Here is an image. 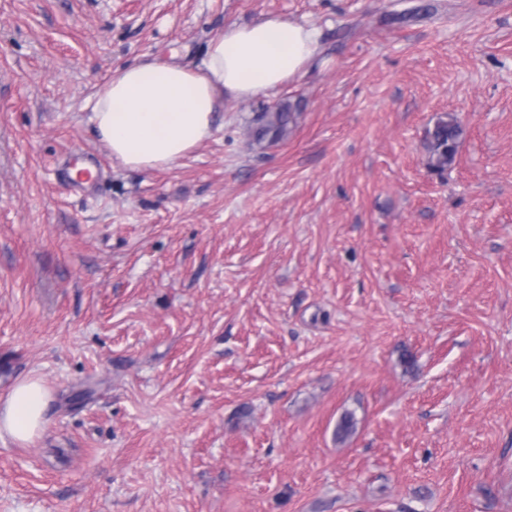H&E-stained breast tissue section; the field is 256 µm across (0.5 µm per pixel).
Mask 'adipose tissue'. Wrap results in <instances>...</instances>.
Instances as JSON below:
<instances>
[{"label": "adipose tissue", "instance_id": "ef3b65f1", "mask_svg": "<svg viewBox=\"0 0 512 512\" xmlns=\"http://www.w3.org/2000/svg\"><path fill=\"white\" fill-rule=\"evenodd\" d=\"M318 49L319 32L306 23L271 17L229 25L198 66L145 59L114 70L97 91L96 131L118 165L167 168L212 135L225 98L264 95L301 77ZM48 404L39 380H21L0 400V434L32 441Z\"/></svg>", "mask_w": 512, "mask_h": 512}]
</instances>
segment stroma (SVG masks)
I'll list each match as a JSON object with an SVG mask.
<instances>
[{
	"label": "stroma",
	"mask_w": 512,
	"mask_h": 512,
	"mask_svg": "<svg viewBox=\"0 0 512 512\" xmlns=\"http://www.w3.org/2000/svg\"><path fill=\"white\" fill-rule=\"evenodd\" d=\"M274 16L320 31L302 77L113 164V70ZM28 377L0 512H512V0H0V397ZM293 109L290 104L281 103L275 107H266L257 114V137L267 138L269 142H277L284 137L288 124L292 120ZM461 127L454 116L445 113L436 118L427 132L428 165L438 175H443L455 159ZM49 395L39 380L23 379L0 402V436L27 443L45 426Z\"/></svg>",
	"instance_id": "obj_1"
}]
</instances>
